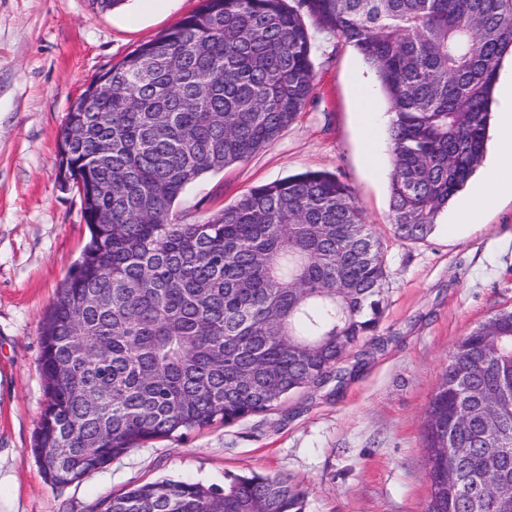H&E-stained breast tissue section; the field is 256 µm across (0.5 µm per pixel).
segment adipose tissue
Wrapping results in <instances>:
<instances>
[{
    "label": "adipose tissue",
    "instance_id": "1",
    "mask_svg": "<svg viewBox=\"0 0 512 512\" xmlns=\"http://www.w3.org/2000/svg\"><path fill=\"white\" fill-rule=\"evenodd\" d=\"M499 93L502 107L499 111V138L494 160L476 181L464 206V220L474 224L484 206L504 194L512 195V74L501 78Z\"/></svg>",
    "mask_w": 512,
    "mask_h": 512
}]
</instances>
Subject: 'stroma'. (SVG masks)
Segmentation results:
<instances>
[{"instance_id": "stroma-1", "label": "stroma", "mask_w": 512, "mask_h": 512, "mask_svg": "<svg viewBox=\"0 0 512 512\" xmlns=\"http://www.w3.org/2000/svg\"><path fill=\"white\" fill-rule=\"evenodd\" d=\"M199 0H0V512H88L100 497L164 478L223 486L254 472L301 482L305 512H425L423 419L454 342L512 308V199L481 223L444 210L426 239L390 220L391 114L376 77L336 36L318 34L316 93L249 160L205 173L181 195L199 224L251 187L307 169L336 173L380 238L386 261L377 336L355 348L342 386L288 395L274 410L148 442L64 488L31 451L46 404L40 322L89 238L81 201L61 189L69 106L99 73L194 11ZM373 96L367 156L357 86Z\"/></svg>"}]
</instances>
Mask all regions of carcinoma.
<instances>
[{
	"label": "carcinoma",
	"instance_id": "obj_1",
	"mask_svg": "<svg viewBox=\"0 0 512 512\" xmlns=\"http://www.w3.org/2000/svg\"><path fill=\"white\" fill-rule=\"evenodd\" d=\"M353 47L393 114L392 224L420 241L480 165L512 0H200L109 71L112 103L67 112L59 182L83 253L41 320L34 454L65 487L130 449L341 384L384 312L383 246L335 174L251 188L201 224L174 206L249 160L315 94L306 19ZM512 309L458 339L424 415L426 512H512ZM277 475L166 479L94 512H303Z\"/></svg>",
	"mask_w": 512,
	"mask_h": 512
}]
</instances>
